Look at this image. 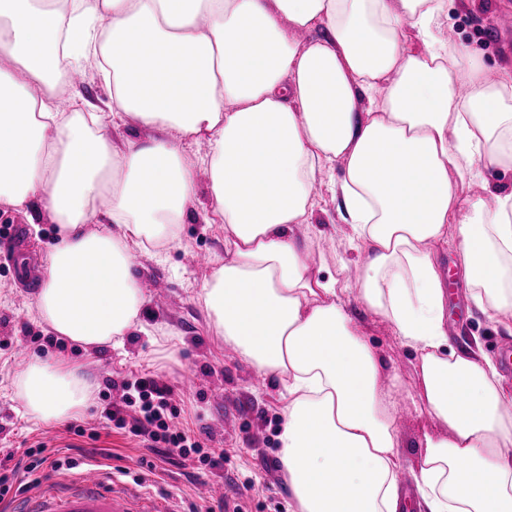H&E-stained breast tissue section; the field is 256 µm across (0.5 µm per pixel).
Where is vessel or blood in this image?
Here are the masks:
<instances>
[{
	"label": "vessel or blood",
	"instance_id": "b4317fda",
	"mask_svg": "<svg viewBox=\"0 0 512 512\" xmlns=\"http://www.w3.org/2000/svg\"><path fill=\"white\" fill-rule=\"evenodd\" d=\"M8 512H174L169 501L149 492H135L88 467L70 476L47 471L35 495L13 499Z\"/></svg>",
	"mask_w": 512,
	"mask_h": 512
}]
</instances>
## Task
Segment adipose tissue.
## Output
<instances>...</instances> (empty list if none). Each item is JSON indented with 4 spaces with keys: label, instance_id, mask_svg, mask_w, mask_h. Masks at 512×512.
I'll list each match as a JSON object with an SVG mask.
<instances>
[{
    "label": "adipose tissue",
    "instance_id": "ef3b65f1",
    "mask_svg": "<svg viewBox=\"0 0 512 512\" xmlns=\"http://www.w3.org/2000/svg\"><path fill=\"white\" fill-rule=\"evenodd\" d=\"M445 0H0V203H41L58 226L35 304L57 335L122 346L144 292L135 249L173 239L209 175L230 249L199 299L213 336L284 384L280 460L297 512H401L399 433L383 362L345 288L309 273L318 179L343 164L345 220L365 256L357 295L418 355L424 512H512V394L496 364L454 349L429 249L458 223L471 299L512 324V191L461 199L481 168L512 167V71L489 76L445 34ZM423 47L409 49L407 30ZM306 31L301 42L296 32ZM96 64L104 115L57 108ZM153 137L112 149V126ZM207 141L199 166L181 147ZM111 224L89 225L102 201ZM16 394L61 424L89 405L81 368L32 359Z\"/></svg>",
    "mask_w": 512,
    "mask_h": 512
}]
</instances>
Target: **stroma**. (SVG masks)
<instances>
[{
	"instance_id": "35a3bbf8",
	"label": "stroma",
	"mask_w": 512,
	"mask_h": 512,
	"mask_svg": "<svg viewBox=\"0 0 512 512\" xmlns=\"http://www.w3.org/2000/svg\"><path fill=\"white\" fill-rule=\"evenodd\" d=\"M512 14V0H450L448 33L470 46L489 74L512 68V31L498 25ZM79 91L90 111L105 112L112 91L95 66H86L76 86H63L60 97L69 100ZM206 171L198 173L197 200L180 226L176 239L162 251L136 252L133 272L146 295L142 327L126 336L122 348L109 345L84 348L67 343L58 349L49 341L48 326L40 318L35 295L42 280L46 256L58 241L57 226L42 206L29 213L0 204V459L22 457L30 448L58 449L60 457L76 459L78 467L94 465L117 473L125 485L151 489L175 501L179 512H295L286 475L279 460L277 435L281 426L283 384L258 375L236 349L212 336L198 293L212 263L224 258V227L212 223ZM294 233L310 246V271L317 278L352 281L361 252L352 246L340 200L329 184L317 186L308 223ZM457 225H449L446 240L430 250L448 287L445 323L453 347L480 348L492 357L506 383L512 384V365L503 360L512 351V332L499 327L477 309L462 276ZM209 265L197 262L198 254ZM350 310L384 362L386 387L400 434V456L405 478L416 471L424 434L441 431V424L416 410L417 362L402 345L390 322L373 316L358 299ZM26 355H19L18 347ZM34 357L64 359L81 366L92 390L88 408L66 423L44 424L25 416L16 396L20 371ZM146 374L160 376L173 390L179 410L174 423L190 431L204 447L223 449L224 462L204 465L177 456L162 457L129 430L107 424L101 412L122 393L121 384ZM193 376L186 390L183 377ZM94 450V458L80 449ZM223 483L224 501L211 502L208 484Z\"/></svg>"
}]
</instances>
